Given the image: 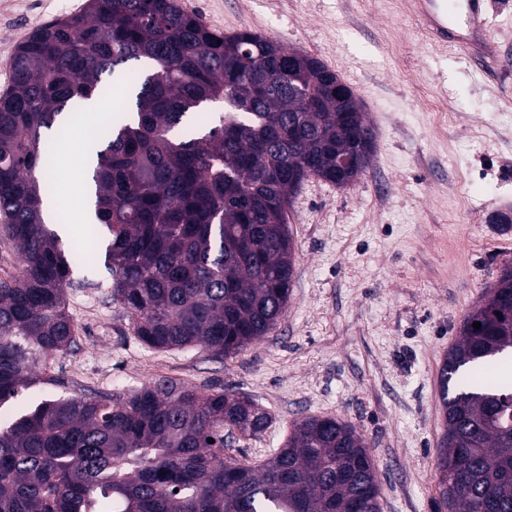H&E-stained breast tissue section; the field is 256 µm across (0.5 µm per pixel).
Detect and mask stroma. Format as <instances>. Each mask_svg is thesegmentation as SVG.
<instances>
[{
    "label": "stroma",
    "instance_id": "1",
    "mask_svg": "<svg viewBox=\"0 0 512 512\" xmlns=\"http://www.w3.org/2000/svg\"><path fill=\"white\" fill-rule=\"evenodd\" d=\"M210 28L250 30L320 60L375 127L368 168L344 187L311 177L288 224L297 275L284 316L228 357L158 350L111 296L80 161L93 136L70 123L52 182L68 243L86 258L66 287L72 349L0 407V421L47 397L128 393L166 377L251 398L264 432L228 453L260 463L306 416L335 417L366 439L381 512H435L444 434L440 376L463 319L512 262V95L477 60L430 41L408 0H181ZM85 0H0V92L16 47Z\"/></svg>",
    "mask_w": 512,
    "mask_h": 512
}]
</instances>
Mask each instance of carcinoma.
I'll return each instance as SVG.
<instances>
[{"mask_svg": "<svg viewBox=\"0 0 512 512\" xmlns=\"http://www.w3.org/2000/svg\"><path fill=\"white\" fill-rule=\"evenodd\" d=\"M335 72L250 30L224 35L177 0H86L15 50L0 95V231L22 262L0 280V408L75 343L71 262L46 223L62 115L126 85L90 143L93 227L112 300L155 349L216 357L264 337L295 277L287 208L311 176L338 187V151L375 128ZM230 111L198 130L192 112ZM481 323V329L473 322ZM512 359V263L469 313L442 372L437 512H512V385L475 381ZM268 416L224 390L155 380L128 395L46 398L0 423V512H380L375 462L345 421L308 416L260 466L224 455Z\"/></svg>", "mask_w": 512, "mask_h": 512, "instance_id": "cac0c4a2", "label": "carcinoma"}]
</instances>
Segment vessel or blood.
<instances>
[{
    "mask_svg": "<svg viewBox=\"0 0 512 512\" xmlns=\"http://www.w3.org/2000/svg\"><path fill=\"white\" fill-rule=\"evenodd\" d=\"M410 4L430 39L452 43L479 57L489 71L507 74L488 33L487 0H410Z\"/></svg>",
    "mask_w": 512,
    "mask_h": 512,
    "instance_id": "obj_1",
    "label": "vessel or blood"
}]
</instances>
